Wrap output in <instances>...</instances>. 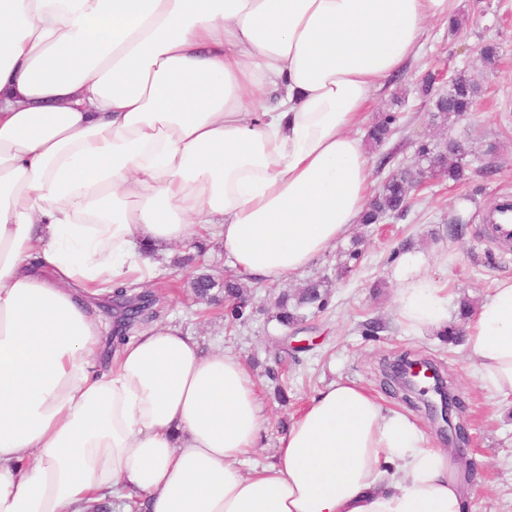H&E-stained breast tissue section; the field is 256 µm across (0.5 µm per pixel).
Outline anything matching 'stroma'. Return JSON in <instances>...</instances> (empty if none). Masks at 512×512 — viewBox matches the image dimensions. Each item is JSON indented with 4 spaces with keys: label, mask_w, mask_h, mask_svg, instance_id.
I'll list each match as a JSON object with an SVG mask.
<instances>
[{
    "label": "stroma",
    "mask_w": 512,
    "mask_h": 512,
    "mask_svg": "<svg viewBox=\"0 0 512 512\" xmlns=\"http://www.w3.org/2000/svg\"><path fill=\"white\" fill-rule=\"evenodd\" d=\"M453 14L466 25L450 33L448 22L428 23L427 38L409 62L405 74L377 93L367 115L398 117L396 130L381 146H368L375 168L373 186L391 171L419 166L421 144L451 138L465 147L467 178L458 184L441 179L411 194L404 219L389 224L352 225L309 269L278 283H257L251 290L253 311L248 319L227 327L221 305L197 300L188 281L196 274H228L224 251L209 242L191 267L177 264L185 245L152 252L167 269L171 286L163 290L160 321L178 324L208 350H222L248 365L264 400V423L256 451L247 460L254 467L272 460L280 438L313 396L337 379L356 382L386 404L405 409L438 448L460 464L475 463L464 476L470 512H512V406L499 403L474 376L475 359L466 343L451 344L447 333L423 334L406 329L396 314L399 284L393 275L403 254L422 253L430 259L429 274L447 283L449 331L461 327V303L480 304L497 280L512 277V260H502L499 248L479 232L482 210L503 195L512 196V0H450ZM498 43L501 58L485 68L478 48ZM466 71L483 88V104L468 119L440 122L431 99L417 86L424 74ZM389 156L378 167L381 156ZM461 218L458 234L448 224ZM330 284L328 306L305 313L302 321L281 327L274 319L280 294L297 293L307 281ZM404 352L432 361L451 381L461 401L466 438L447 445L424 408L405 405L401 392L383 374L386 363ZM274 367L288 380V401L280 403L265 370Z\"/></svg>",
    "instance_id": "1"
}]
</instances>
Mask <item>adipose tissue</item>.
Masks as SVG:
<instances>
[{"label":"adipose tissue","instance_id":"adipose-tissue-1","mask_svg":"<svg viewBox=\"0 0 512 512\" xmlns=\"http://www.w3.org/2000/svg\"><path fill=\"white\" fill-rule=\"evenodd\" d=\"M448 0H0V512H467L461 466L339 379L243 473L263 402L238 358L157 325L102 368L89 298L221 240L235 277L311 267L366 209L352 128ZM404 256L397 314L448 321ZM512 398V278L465 326Z\"/></svg>","mask_w":512,"mask_h":512}]
</instances>
